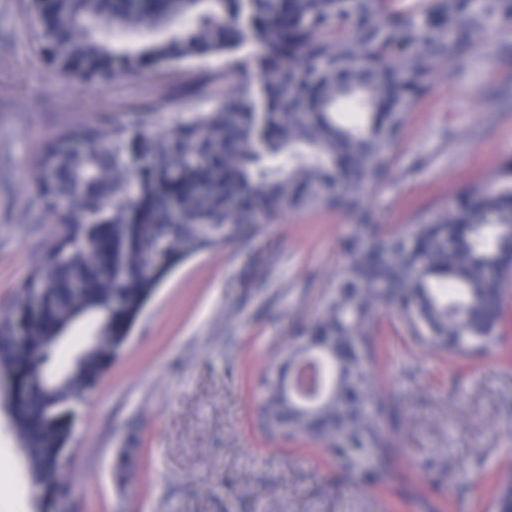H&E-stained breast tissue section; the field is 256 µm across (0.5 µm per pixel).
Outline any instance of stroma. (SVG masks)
Instances as JSON below:
<instances>
[{
	"mask_svg": "<svg viewBox=\"0 0 512 512\" xmlns=\"http://www.w3.org/2000/svg\"><path fill=\"white\" fill-rule=\"evenodd\" d=\"M18 3L0 0V317L52 224L34 207L47 138L166 98L188 114L224 95L220 55L65 80L24 40ZM419 83L390 167L359 212L283 211L163 281L78 410L65 471L72 512H489L490 476L512 466V364L502 359L512 304L500 347L471 361L414 342L398 313L383 312L368 373L395 439L385 486L350 481L317 443L270 439L260 425L262 383L331 298L354 224L401 231L512 175V21L430 57ZM126 450L135 466L122 479L113 463ZM4 477L0 512H35L16 437L1 423Z\"/></svg>",
	"mask_w": 512,
	"mask_h": 512,
	"instance_id": "stroma-1",
	"label": "stroma"
}]
</instances>
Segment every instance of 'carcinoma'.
I'll return each instance as SVG.
<instances>
[{
    "instance_id": "obj_1",
    "label": "carcinoma",
    "mask_w": 512,
    "mask_h": 512,
    "mask_svg": "<svg viewBox=\"0 0 512 512\" xmlns=\"http://www.w3.org/2000/svg\"><path fill=\"white\" fill-rule=\"evenodd\" d=\"M461 2L433 0L430 8L445 21L439 28L419 26L411 15L382 28L379 9L390 10L391 0H304L300 22L313 17L316 23L305 31L296 60L320 65L325 89L308 112L288 110V96L297 90L288 67V0H48L32 16L29 44L68 78L96 82L119 71L222 54L224 83L232 87L219 107L178 116L159 132L149 130L158 109L150 103L96 126L65 128L39 152L36 205L56 229L14 295L11 314L0 318V380L22 401L14 430L41 512L66 509L60 459L69 452L78 408L108 361L105 348L86 347L82 363L52 369L59 335L83 318L103 324L111 336L122 334L126 316L109 307L112 289L135 302L163 281L148 270L210 247L215 226H223L226 242L283 207L307 210L326 200L343 210L359 208L365 180L388 168L396 139L378 138L375 126L339 119L346 107L375 118L384 97L379 85L346 68L364 63L367 46L384 45L394 34L431 55L453 51L472 29L495 19L494 5L466 16ZM351 16L360 19L362 33L336 37L330 28ZM253 62L265 74L258 85L243 78ZM75 141L88 149L74 152ZM139 157L147 164L138 168ZM348 159L349 181L325 199L334 189V172ZM473 194L476 213L467 206L420 226L431 234L436 225H474L451 250L433 238L420 275L392 253L376 269L351 246L349 275L368 285L367 299L355 312L367 340H375L372 328L386 303L402 306L417 341L426 338L413 322L412 308L441 321L448 341L440 346L458 357H477L497 343L505 319L503 293L512 280L494 277L491 270L512 252V182L477 185ZM90 238L102 241L111 266L93 270L85 252ZM160 240L167 242L164 252L156 249ZM375 280L389 287L388 301L369 287ZM76 286L82 288L77 303L71 300ZM34 300L40 309L26 322V332L36 344L21 349L14 341L15 320ZM346 317L344 305L332 300L319 326L339 331ZM265 389L261 417L269 434L308 436L332 448L338 439L359 437L370 446V466L359 453L345 451L338 461L341 472L375 486L388 482L390 441L381 424L387 404L370 391L363 364L345 369L336 399L313 419H288L274 379L266 380ZM496 502L501 512L512 508V471L499 478Z\"/></svg>"
}]
</instances>
